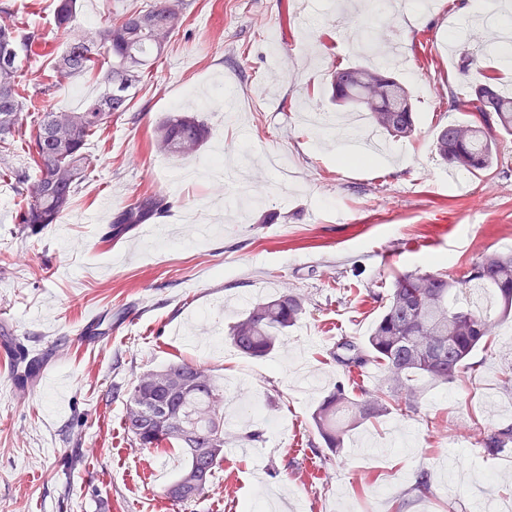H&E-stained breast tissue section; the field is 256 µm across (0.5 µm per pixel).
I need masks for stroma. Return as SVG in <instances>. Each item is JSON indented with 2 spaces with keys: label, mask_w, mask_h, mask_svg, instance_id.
<instances>
[{
  "label": "stroma",
  "mask_w": 512,
  "mask_h": 512,
  "mask_svg": "<svg viewBox=\"0 0 512 512\" xmlns=\"http://www.w3.org/2000/svg\"><path fill=\"white\" fill-rule=\"evenodd\" d=\"M143 0H79L74 29L106 26ZM358 11L374 43L396 40L409 57L416 133L391 140L394 155L345 163L351 128L319 131L310 105L335 114L331 71L371 65L361 41H342L323 0H189L180 30L95 140L99 163L57 223L15 224L25 196L0 186V512H474L484 494L512 504V449L485 453L488 434L512 426V320L499 322L475 373L449 385L416 380V409L349 431L333 454L311 415L325 392L377 388L382 370L349 378L333 354L363 342L404 272L459 276L482 254H512V136L497 140L491 169L450 170L437 130L469 120L464 103L479 52L484 75L512 85L493 54L492 26L470 0H413ZM22 27L49 44L20 55L25 90L61 83L58 108L77 110L96 78L61 79L52 29L55 0H14ZM365 39V40H366ZM193 111L211 135L193 158L152 144L170 112ZM251 154L262 201L224 208L227 188L201 174ZM170 208L113 240V215L140 195ZM289 291L303 314L262 359L226 354L230 326L256 300ZM96 319L95 339L82 338ZM196 363L227 385L228 453L198 502L172 505L178 449L142 448L124 428L125 391L144 373ZM261 420L240 422L251 400ZM431 478L414 489L419 472Z\"/></svg>",
  "instance_id": "35a3bbf8"
}]
</instances>
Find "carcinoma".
Instances as JSON below:
<instances>
[{
  "instance_id": "cac0c4a2",
  "label": "carcinoma",
  "mask_w": 512,
  "mask_h": 512,
  "mask_svg": "<svg viewBox=\"0 0 512 512\" xmlns=\"http://www.w3.org/2000/svg\"><path fill=\"white\" fill-rule=\"evenodd\" d=\"M77 0H57L56 30L70 33L57 54L55 69L64 78L96 72L100 93L74 111L51 109L48 99L55 87L46 85L33 95H22L18 82L19 52L30 51L45 35L38 29H22L10 22L11 0H0V146L10 145L23 120L31 118L28 141L32 171L24 172L13 189L27 193L29 202L18 223L53 224L68 208L79 186L95 171L98 158L88 140L112 123V116L127 111L130 89L139 82L178 34L186 9L185 0H151L112 19L104 28L70 32ZM331 100L338 107L366 113L370 124L392 138H408L415 131L413 111H403L411 100L408 87L396 72L378 66L355 65L330 74ZM478 119L442 128L434 149L452 167L468 172L489 170L496 159V134L512 135V94L490 81L473 84ZM208 135L205 124L186 112L169 114L155 129L153 144L161 152L189 157L197 154ZM159 193L143 194L118 211L110 238H117L138 224L168 212ZM473 282L491 291L499 318L512 316V255L488 253L456 278L441 273L410 272L396 278L364 344H339L336 362L346 373L368 365L380 368L389 391L360 389L352 398L337 385L315 408L312 419L325 449H341L349 428L378 420L394 411L412 408L416 402L413 381L425 377L448 384L460 374L475 370V352L491 343L494 322L460 301L459 295ZM302 299L290 292L252 304L229 330L233 346L251 358L268 356L276 342L303 314ZM161 377L183 382L179 391L166 394L147 390ZM154 395L168 402L176 423L146 414L143 400ZM224 386L209 370L192 363H172L149 371L126 391L124 425L141 448H177L184 463L176 480L191 471L205 477L206 486L191 498L173 501L186 505L198 500L212 484L215 470L224 461ZM196 448H217L206 457L193 455ZM512 442V427L490 435L486 445L500 452Z\"/></svg>"
}]
</instances>
